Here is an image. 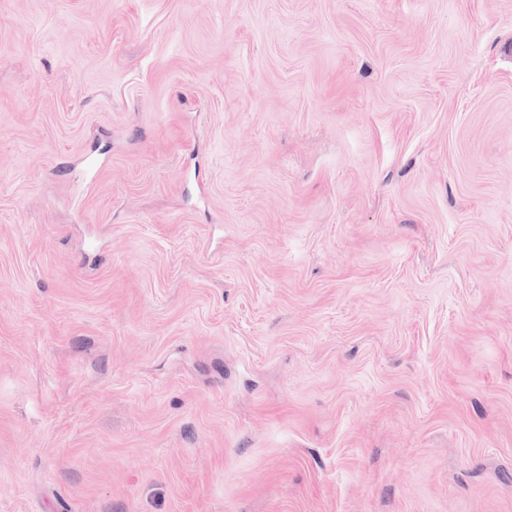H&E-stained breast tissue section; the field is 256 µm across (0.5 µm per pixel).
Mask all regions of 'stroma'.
Segmentation results:
<instances>
[{"mask_svg":"<svg viewBox=\"0 0 512 512\" xmlns=\"http://www.w3.org/2000/svg\"><path fill=\"white\" fill-rule=\"evenodd\" d=\"M512 0H0V512H512Z\"/></svg>","mask_w":512,"mask_h":512,"instance_id":"35a3bbf8","label":"stroma"}]
</instances>
